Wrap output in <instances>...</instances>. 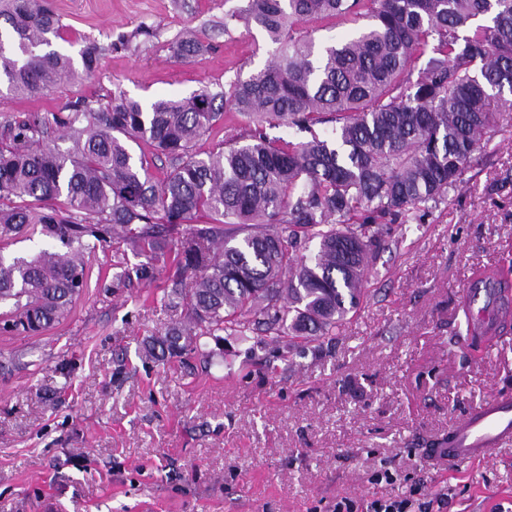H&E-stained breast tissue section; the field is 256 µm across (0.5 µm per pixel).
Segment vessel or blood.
<instances>
[{
  "instance_id": "1",
  "label": "vessel or blood",
  "mask_w": 512,
  "mask_h": 512,
  "mask_svg": "<svg viewBox=\"0 0 512 512\" xmlns=\"http://www.w3.org/2000/svg\"><path fill=\"white\" fill-rule=\"evenodd\" d=\"M510 320L512 306L498 304L480 312L475 324L485 330ZM511 442L512 398L494 394L455 423L442 447L432 449L431 454L451 464L475 462Z\"/></svg>"
}]
</instances>
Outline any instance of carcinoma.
Masks as SVG:
<instances>
[{
	"instance_id": "cac0c4a2",
	"label": "carcinoma",
	"mask_w": 512,
	"mask_h": 512,
	"mask_svg": "<svg viewBox=\"0 0 512 512\" xmlns=\"http://www.w3.org/2000/svg\"><path fill=\"white\" fill-rule=\"evenodd\" d=\"M483 16L486 24H474ZM368 20L362 25L360 21ZM0 82L29 97L76 84L98 65L86 44L81 64L57 50L62 24L47 0H0ZM264 32L270 62L219 91L181 99H135L117 90L107 104L28 113L0 126V245L41 237L34 254L0 250V329L37 335L59 324L86 284L83 257L124 246L146 261L118 262L112 282L154 277L167 259L194 286L167 294L187 320L144 348L158 360L201 350L203 339L278 344L333 340L364 298L375 225L427 215L463 183L490 129L491 99L512 107V0H246L224 15ZM348 29L318 43L304 26ZM202 43L178 41L174 55ZM428 57L423 68L415 63ZM231 107L253 124L242 141L205 156L193 147ZM309 134L272 141L265 126ZM333 123L330 134L315 131ZM72 141L44 142L50 127ZM165 158L156 175L132 146ZM189 225L182 238L175 227ZM318 240L307 261L300 247ZM462 301L512 303V273L477 278Z\"/></svg>"
}]
</instances>
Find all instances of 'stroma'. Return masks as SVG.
Wrapping results in <instances>:
<instances>
[{"label": "stroma", "instance_id": "obj_1", "mask_svg": "<svg viewBox=\"0 0 512 512\" xmlns=\"http://www.w3.org/2000/svg\"><path fill=\"white\" fill-rule=\"evenodd\" d=\"M52 47L100 49L95 75L35 98L0 92V124L83 101L183 98L219 90L274 54L257 28L225 26L243 0H50ZM198 32L190 61L172 43ZM464 176L421 222L392 225L335 342L286 354L252 337L205 364L157 361L144 342L184 320L163 301L172 266L112 285L118 259L85 255L87 286L37 336L0 333V512H333L418 492L443 512H512V444L455 466L432 441L492 393L512 396V332L465 341L460 300L488 269L512 267V109L497 108Z\"/></svg>", "mask_w": 512, "mask_h": 512}]
</instances>
